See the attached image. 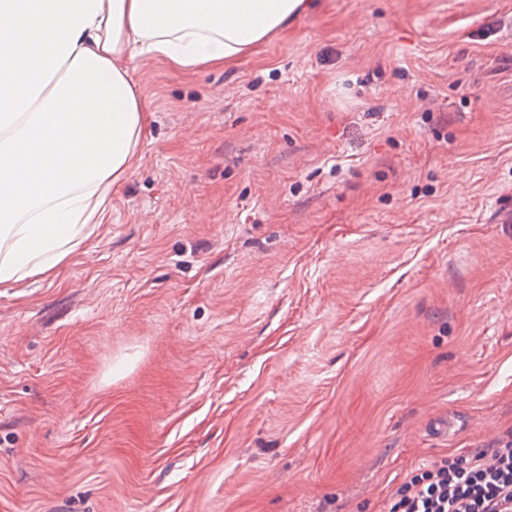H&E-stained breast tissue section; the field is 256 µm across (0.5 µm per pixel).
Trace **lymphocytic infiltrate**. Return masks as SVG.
<instances>
[{
  "mask_svg": "<svg viewBox=\"0 0 512 512\" xmlns=\"http://www.w3.org/2000/svg\"><path fill=\"white\" fill-rule=\"evenodd\" d=\"M381 512H512V441L411 471Z\"/></svg>",
  "mask_w": 512,
  "mask_h": 512,
  "instance_id": "1",
  "label": "lymphocytic infiltrate"
}]
</instances>
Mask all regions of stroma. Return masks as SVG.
Here are the masks:
<instances>
[{
	"label": "stroma",
	"mask_w": 512,
	"mask_h": 512,
	"mask_svg": "<svg viewBox=\"0 0 512 512\" xmlns=\"http://www.w3.org/2000/svg\"><path fill=\"white\" fill-rule=\"evenodd\" d=\"M129 68L136 171L0 285V512H379L512 440V0H316Z\"/></svg>",
	"instance_id": "35a3bbf8"
}]
</instances>
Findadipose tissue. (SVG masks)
Masks as SVG:
<instances>
[{
	"label": "adipose tissue",
	"instance_id": "adipose-tissue-1",
	"mask_svg": "<svg viewBox=\"0 0 512 512\" xmlns=\"http://www.w3.org/2000/svg\"><path fill=\"white\" fill-rule=\"evenodd\" d=\"M312 0H0V284L51 279L112 209L147 124L127 67L254 55Z\"/></svg>",
	"mask_w": 512,
	"mask_h": 512
}]
</instances>
